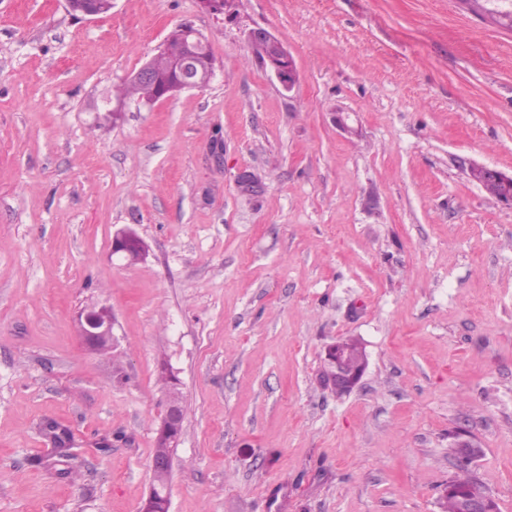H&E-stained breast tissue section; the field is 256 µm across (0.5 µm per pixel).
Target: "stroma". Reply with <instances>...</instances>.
Here are the masks:
<instances>
[{
	"mask_svg": "<svg viewBox=\"0 0 512 512\" xmlns=\"http://www.w3.org/2000/svg\"><path fill=\"white\" fill-rule=\"evenodd\" d=\"M186 23L214 79L98 125ZM256 25L292 91L247 48ZM472 163L512 173V30L469 0H112L85 19L0 0V512H140L163 361L184 410L170 512H441L459 427L512 512V207ZM125 227L145 259H113ZM95 304L124 379L77 332ZM348 337L368 366L339 397L323 363ZM45 419L73 432L77 480L44 467ZM274 40L278 41L270 31L259 26L250 28L245 34V42L248 48ZM281 46L282 53L280 56H278L280 49L276 43L262 44L256 47L252 53L260 62H265L266 59H274L278 56L277 60H269L268 63H265L267 65L265 67L274 74L285 90L290 91L293 89L296 82L295 62L293 57L288 53V50L284 48L282 44Z\"/></svg>",
	"mask_w": 512,
	"mask_h": 512,
	"instance_id": "obj_1",
	"label": "stroma"
}]
</instances>
